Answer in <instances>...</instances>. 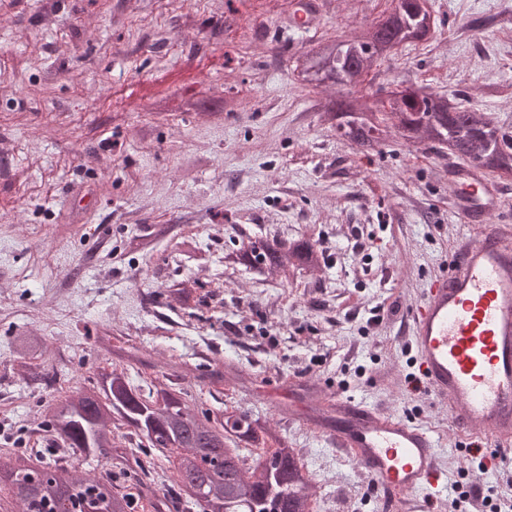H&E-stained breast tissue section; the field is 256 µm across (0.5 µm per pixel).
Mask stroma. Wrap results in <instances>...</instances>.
Segmentation results:
<instances>
[{"label": "stroma", "mask_w": 512, "mask_h": 512, "mask_svg": "<svg viewBox=\"0 0 512 512\" xmlns=\"http://www.w3.org/2000/svg\"><path fill=\"white\" fill-rule=\"evenodd\" d=\"M291 0H0V448H49L51 400L112 366L97 337L161 360L244 371L190 388L258 411L302 448L315 512H385L357 462L308 420L293 379L340 389L436 439L443 491L409 512H457L468 439L424 390L404 307L448 266L461 223L448 162L421 145L359 156L293 69L389 0H327L321 32L278 33ZM428 42L375 63L365 86L466 94L512 134V0H431ZM277 232L318 241L320 273L288 286L224 255ZM200 287L170 307L173 282ZM42 340L18 372L15 337Z\"/></svg>", "instance_id": "1"}]
</instances>
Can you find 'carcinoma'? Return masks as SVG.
Returning <instances> with one entry per match:
<instances>
[{
	"label": "carcinoma",
	"mask_w": 512,
	"mask_h": 512,
	"mask_svg": "<svg viewBox=\"0 0 512 512\" xmlns=\"http://www.w3.org/2000/svg\"><path fill=\"white\" fill-rule=\"evenodd\" d=\"M432 12L398 17L377 33L378 43L349 39L325 42L307 53L301 63L302 81L312 88L336 86V74L358 80L345 85L347 94L322 106L320 120L336 136L356 145L365 154L381 152L392 138L409 145L422 144L437 153L448 152L492 176L512 171V137L506 135L494 113L448 101L418 86L413 98H402L392 111L375 114L365 100L382 90L367 92L363 76L373 63L392 58L377 44L390 48L418 44L413 30L434 28ZM256 279L284 283L298 272L322 268L323 253L317 242L305 237L288 239L279 234L243 239L228 255ZM197 288L192 280L167 289L173 307H186ZM123 363L98 379L112 377V386L77 387L59 398L45 414L44 426L71 454L92 459L105 468L101 476L86 473L74 464L37 458L28 448L0 451V483L11 487L15 512H132L134 501L147 502L151 512H313L315 485L302 462L300 450L273 429L270 422L239 407L214 410L201 400L187 399L188 392L163 373L143 385L133 383L128 367L148 361L134 353L121 355ZM183 378L195 384L224 381V371H201L184 364ZM244 448H263L250 460ZM171 462L178 475L179 495L147 475L160 460ZM136 470L130 492L117 487L116 478ZM35 482L39 489L25 497L18 488Z\"/></svg>",
	"instance_id": "cac0c4a2"
}]
</instances>
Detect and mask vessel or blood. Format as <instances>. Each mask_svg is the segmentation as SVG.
Returning a JSON list of instances; mask_svg holds the SVG:
<instances>
[{"mask_svg": "<svg viewBox=\"0 0 512 512\" xmlns=\"http://www.w3.org/2000/svg\"><path fill=\"white\" fill-rule=\"evenodd\" d=\"M324 0H297L292 31L316 32ZM453 206L461 221L482 224L476 241L463 240L448 270L405 310L412 325L419 386L468 434V455L490 466L512 460V235L489 224L511 202L466 162L450 166ZM341 420L329 437L353 456L401 512L407 495L437 488L440 471L431 433L404 419L334 394Z\"/></svg>", "mask_w": 512, "mask_h": 512, "instance_id": "b4317fda", "label": "vessel or blood"}]
</instances>
